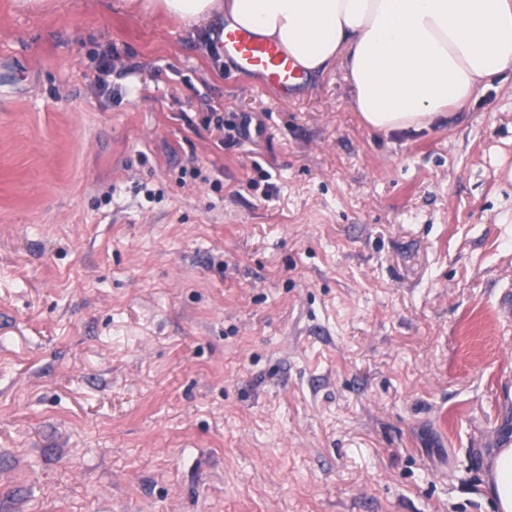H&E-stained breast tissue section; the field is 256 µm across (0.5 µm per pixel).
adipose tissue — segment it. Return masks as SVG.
<instances>
[{"instance_id": "1", "label": "adipose tissue", "mask_w": 512, "mask_h": 512, "mask_svg": "<svg viewBox=\"0 0 512 512\" xmlns=\"http://www.w3.org/2000/svg\"><path fill=\"white\" fill-rule=\"evenodd\" d=\"M190 27L214 17L277 42L309 76L340 66L367 128H429L512 71V0H145ZM488 484L512 512V447Z\"/></svg>"}]
</instances>
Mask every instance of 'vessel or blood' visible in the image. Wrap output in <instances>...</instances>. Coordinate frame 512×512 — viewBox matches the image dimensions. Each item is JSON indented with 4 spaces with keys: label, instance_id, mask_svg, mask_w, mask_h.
Returning <instances> with one entry per match:
<instances>
[{
    "label": "vessel or blood",
    "instance_id": "b4317fda",
    "mask_svg": "<svg viewBox=\"0 0 512 512\" xmlns=\"http://www.w3.org/2000/svg\"><path fill=\"white\" fill-rule=\"evenodd\" d=\"M220 46L237 72L260 78L264 87L280 97H287L304 81L303 72L278 43L259 38L249 30L224 27Z\"/></svg>",
    "mask_w": 512,
    "mask_h": 512
}]
</instances>
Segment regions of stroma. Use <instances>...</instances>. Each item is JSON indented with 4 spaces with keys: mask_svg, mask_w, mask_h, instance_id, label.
<instances>
[{
    "mask_svg": "<svg viewBox=\"0 0 512 512\" xmlns=\"http://www.w3.org/2000/svg\"><path fill=\"white\" fill-rule=\"evenodd\" d=\"M46 2L0 0V512H495L512 73L387 135L223 19Z\"/></svg>",
    "mask_w": 512,
    "mask_h": 512,
    "instance_id": "stroma-1",
    "label": "stroma"
}]
</instances>
